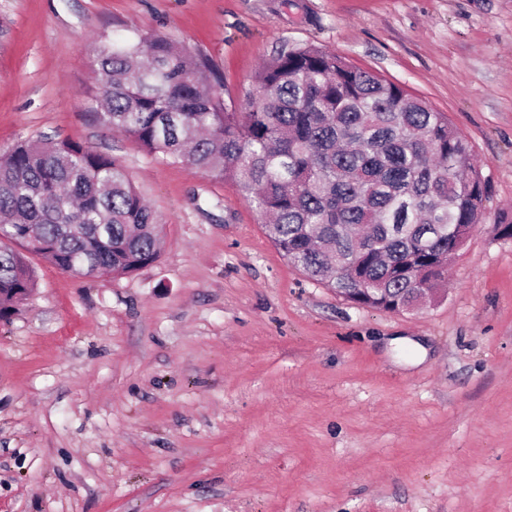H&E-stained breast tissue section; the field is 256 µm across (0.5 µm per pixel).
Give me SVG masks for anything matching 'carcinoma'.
I'll return each mask as SVG.
<instances>
[{
	"label": "carcinoma",
	"instance_id": "carcinoma-1",
	"mask_svg": "<svg viewBox=\"0 0 512 512\" xmlns=\"http://www.w3.org/2000/svg\"><path fill=\"white\" fill-rule=\"evenodd\" d=\"M92 65L101 123L235 180L289 262L358 305H408L437 287L484 223L487 182L448 118L321 47L264 63L245 112L226 106L204 62L157 35L100 42ZM2 224L1 320L34 288L29 254L80 277L160 257L156 213L112 159L69 140L19 142L0 159Z\"/></svg>",
	"mask_w": 512,
	"mask_h": 512
}]
</instances>
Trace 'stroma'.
Here are the masks:
<instances>
[{
	"label": "stroma",
	"instance_id": "stroma-1",
	"mask_svg": "<svg viewBox=\"0 0 512 512\" xmlns=\"http://www.w3.org/2000/svg\"><path fill=\"white\" fill-rule=\"evenodd\" d=\"M159 35L244 110L260 65L316 45L447 115L489 183L442 299L336 295L238 184L97 114L90 50ZM69 139L162 224L156 263L86 279L33 256L0 320V512H512V0H0V155Z\"/></svg>",
	"mask_w": 512,
	"mask_h": 512
}]
</instances>
